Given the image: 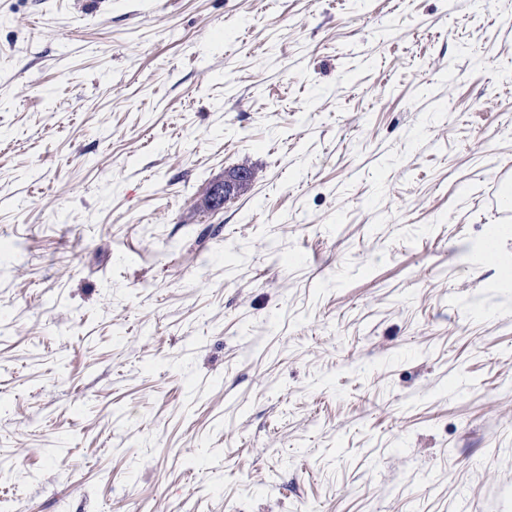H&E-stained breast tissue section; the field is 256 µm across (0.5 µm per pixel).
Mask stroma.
<instances>
[{
	"mask_svg": "<svg viewBox=\"0 0 512 512\" xmlns=\"http://www.w3.org/2000/svg\"><path fill=\"white\" fill-rule=\"evenodd\" d=\"M508 168L512 0H0V506L512 512ZM237 171L231 180L219 179L215 180L209 189V201L208 205L211 210L217 211L224 208V204L231 198L234 190L239 186V184H246L251 179L252 174L249 170L245 168ZM244 170V171H243ZM248 173H246V172ZM249 175V177H248Z\"/></svg>",
	"mask_w": 512,
	"mask_h": 512,
	"instance_id": "stroma-1",
	"label": "stroma"
}]
</instances>
